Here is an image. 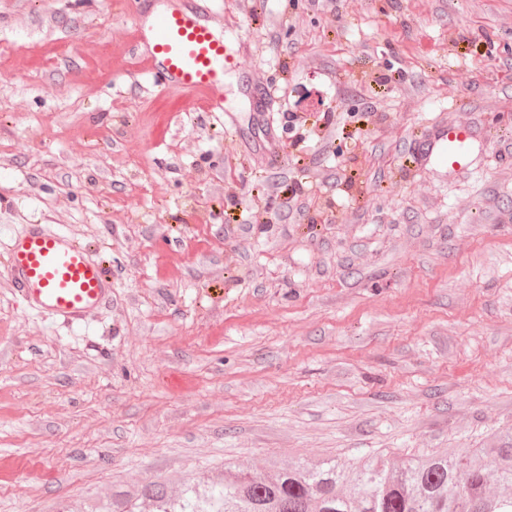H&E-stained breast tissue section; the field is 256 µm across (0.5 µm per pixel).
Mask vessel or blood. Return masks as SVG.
Segmentation results:
<instances>
[{
	"label": "vessel or blood",
	"mask_w": 512,
	"mask_h": 512,
	"mask_svg": "<svg viewBox=\"0 0 512 512\" xmlns=\"http://www.w3.org/2000/svg\"><path fill=\"white\" fill-rule=\"evenodd\" d=\"M213 2L185 0L183 7L139 18L134 27L135 42L147 48L142 64L153 86L185 91L207 110L221 109L224 73L239 64L213 31ZM473 138L466 127L436 126L422 159L451 171L464 167ZM5 269L27 303L67 325L92 315L112 289L107 270L83 246L38 224L11 239Z\"/></svg>",
	"instance_id": "obj_1"
}]
</instances>
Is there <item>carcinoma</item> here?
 <instances>
[{
    "label": "carcinoma",
    "instance_id": "carcinoma-1",
    "mask_svg": "<svg viewBox=\"0 0 512 512\" xmlns=\"http://www.w3.org/2000/svg\"><path fill=\"white\" fill-rule=\"evenodd\" d=\"M94 512H512V441L394 460L334 459L236 468L201 493L163 481L112 495Z\"/></svg>",
    "mask_w": 512,
    "mask_h": 512
}]
</instances>
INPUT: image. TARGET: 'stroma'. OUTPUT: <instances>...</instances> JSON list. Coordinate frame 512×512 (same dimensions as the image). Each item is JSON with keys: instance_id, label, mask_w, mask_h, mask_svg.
I'll use <instances>...</instances> for the list:
<instances>
[{"instance_id": "obj_1", "label": "stroma", "mask_w": 512, "mask_h": 512, "mask_svg": "<svg viewBox=\"0 0 512 512\" xmlns=\"http://www.w3.org/2000/svg\"><path fill=\"white\" fill-rule=\"evenodd\" d=\"M156 4L0 0V512L269 458L500 447L512 0H229L220 112L141 75ZM440 122L481 135L465 170L413 164ZM29 224L111 273L84 323L14 288Z\"/></svg>"}]
</instances>
